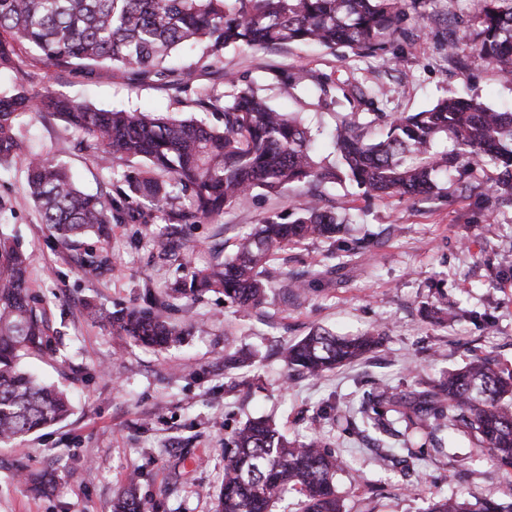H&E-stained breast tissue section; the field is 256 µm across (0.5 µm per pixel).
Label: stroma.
<instances>
[{"mask_svg":"<svg viewBox=\"0 0 512 512\" xmlns=\"http://www.w3.org/2000/svg\"><path fill=\"white\" fill-rule=\"evenodd\" d=\"M466 11L464 0H430L418 40L398 41L383 57L352 70L342 50L291 45L263 51L228 48L219 66L190 54L183 63L189 86L176 91L138 82L124 71L111 78L61 71L21 56L0 73V87L25 84L109 109H140L187 117L198 114L195 93L224 95V73L261 89L270 105L297 112L320 156H328L335 109L319 105L311 89L280 95L273 72L314 70L343 81L365 80L380 111L412 113L449 95L477 97L512 108V84L478 58L458 69L439 44L440 32ZM18 134L27 151L49 154L87 193H108L126 164L114 165L83 149L78 134L53 118L23 117ZM474 171L431 198L369 199L350 182L291 185L281 193L258 190L247 203L219 216L183 225L180 241L195 266L235 254L245 233L264 217L310 198L348 213L351 225L336 240H304L279 252L275 288L246 313L225 307L209 292L192 303L174 301L171 316L190 319L184 345L156 351L109 332L90 306L116 310L150 307L184 271L161 235L162 221L112 223L106 236L61 247L43 231L25 191V171L0 174V233L17 238L29 258V291L47 301L56 337L51 352L25 359L40 379L66 389L73 412L63 422L0 446V512H111L130 473L148 512H215L224 481V436L257 417L273 419L290 437L319 436L343 458L336 476L344 512H425L430 499H501L512 480L487 452L461 432L441 431L442 446L425 441L416 464L380 462L376 433L350 424L349 414L385 382L400 391L414 378L432 380L484 355L512 371V211L498 210ZM106 265L94 278L77 269L84 252ZM307 279L305 295L290 281ZM454 317L434 322L427 309L438 293ZM339 335L377 334L378 346L361 361L322 378L289 375L282 348L315 327ZM249 353L252 365L228 369L226 348ZM44 477L33 491L21 472Z\"/></svg>","mask_w":512,"mask_h":512,"instance_id":"35a3bbf8","label":"stroma"}]
</instances>
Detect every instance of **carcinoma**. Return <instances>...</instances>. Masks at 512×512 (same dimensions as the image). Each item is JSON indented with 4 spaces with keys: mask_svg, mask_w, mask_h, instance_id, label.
<instances>
[{
    "mask_svg": "<svg viewBox=\"0 0 512 512\" xmlns=\"http://www.w3.org/2000/svg\"><path fill=\"white\" fill-rule=\"evenodd\" d=\"M417 0H0V70H13L25 52L46 66L92 73L122 69L139 81H162L177 72L167 66L181 46L205 43L218 60L230 46L270 49L294 43L337 45L357 58L375 57L398 39L417 36L406 27ZM455 63L464 66L468 47L499 75L512 81V0H476L467 15L465 42L440 39ZM224 106L208 95L195 104L220 110L224 127L204 119H175L138 111L106 110L62 95L33 94L22 85L0 89V171L21 165L40 223L57 241L72 245L93 232L106 234L118 199L137 204V219L153 213L165 222L164 236L181 224H196L246 202L254 189L278 193L302 181L349 180L379 199L428 198L440 192L442 174L461 175L492 166L503 171L485 190L500 208L512 209V110L493 109L475 98L446 97L420 112L391 115L379 137L360 113L373 110L369 92L357 83L337 88L311 73L277 71L288 94L308 83L320 104L352 110L341 113L331 138V162L317 158L312 136L295 113L269 106L253 85L225 77ZM23 114H48L82 136L84 148L106 161L144 160L124 175L117 198L83 193L66 168L49 157L28 156L16 134ZM349 218L316 202L265 217L236 254L197 270L187 267L172 292L196 299L224 293V301L245 313L274 287L269 267L290 244L333 240ZM170 303L153 309L91 311L102 326L145 345L167 348L188 330L173 323ZM49 316L28 290L27 258L17 242L0 237V443H7L64 419L63 391L39 382L21 360L50 350ZM378 345L376 336L342 338L318 328L282 353L291 373L318 377L358 360ZM402 393L388 386L363 402V424L402 438L407 457L414 444L443 429L469 432L506 473H512V371H500L486 356L433 381H415ZM343 461L310 438L288 440L267 418L247 421L224 439V486L216 512H270L295 490L305 512H342L335 477ZM112 512H146L135 480L117 495ZM426 512H512L505 500L467 502L446 496L431 500Z\"/></svg>",
    "mask_w": 512,
    "mask_h": 512,
    "instance_id": "cac0c4a2",
    "label": "carcinoma"
}]
</instances>
